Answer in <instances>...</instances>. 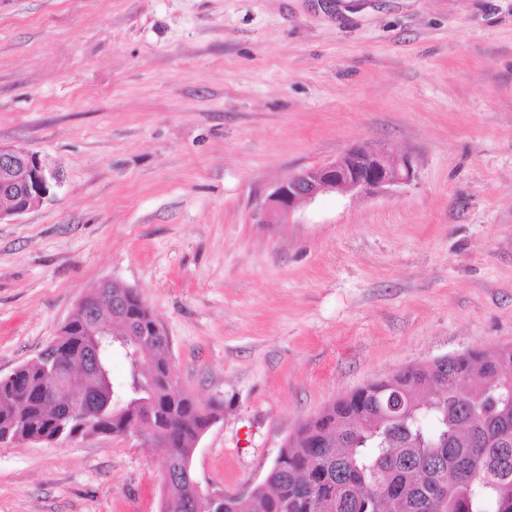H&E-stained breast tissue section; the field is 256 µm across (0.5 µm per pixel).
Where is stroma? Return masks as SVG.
<instances>
[{
	"label": "stroma",
	"mask_w": 512,
	"mask_h": 512,
	"mask_svg": "<svg viewBox=\"0 0 512 512\" xmlns=\"http://www.w3.org/2000/svg\"><path fill=\"white\" fill-rule=\"evenodd\" d=\"M365 143L413 180L250 222ZM0 145L59 173L0 223V377L102 280L136 289L186 391L223 404L202 485L260 483L368 382L512 345V0H0ZM163 455L0 444V512H159Z\"/></svg>",
	"instance_id": "stroma-1"
}]
</instances>
